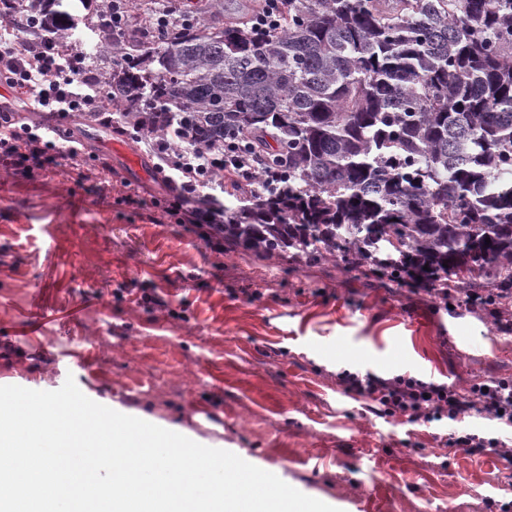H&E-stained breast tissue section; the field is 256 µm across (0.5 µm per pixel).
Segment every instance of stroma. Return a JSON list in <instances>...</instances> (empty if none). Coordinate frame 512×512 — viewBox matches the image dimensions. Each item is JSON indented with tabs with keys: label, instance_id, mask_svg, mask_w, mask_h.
Returning <instances> with one entry per match:
<instances>
[{
	"label": "stroma",
	"instance_id": "35a3bbf8",
	"mask_svg": "<svg viewBox=\"0 0 512 512\" xmlns=\"http://www.w3.org/2000/svg\"><path fill=\"white\" fill-rule=\"evenodd\" d=\"M93 67L112 46L102 0H63ZM60 132L107 159L112 183L0 163V383L146 414L224 446L340 512H505L512 466L449 447L494 421L381 418L341 370L464 388L512 377V334L478 310L436 309L419 284L339 261L214 251L155 208V157L101 124ZM138 187L142 205L123 202ZM159 295L165 308L140 303Z\"/></svg>",
	"mask_w": 512,
	"mask_h": 512
}]
</instances>
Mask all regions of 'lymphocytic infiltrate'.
<instances>
[{
  "instance_id": "lymphocytic-infiltrate-1",
  "label": "lymphocytic infiltrate",
  "mask_w": 512,
  "mask_h": 512,
  "mask_svg": "<svg viewBox=\"0 0 512 512\" xmlns=\"http://www.w3.org/2000/svg\"><path fill=\"white\" fill-rule=\"evenodd\" d=\"M111 5L116 30L135 23L165 34L196 23L191 0H111ZM41 11L40 0H5L0 5V75L19 96L52 118L47 125L28 122L17 112H1L0 162L28 176L61 159L78 178H85L91 170L100 183H109L112 168L108 161L87 160L82 144L62 138L57 123L77 112H93L113 134L124 138L128 131L111 113L100 111L97 80L85 52L64 40L28 38V31L38 26ZM144 146L157 158L156 170L169 191L161 209L179 224L200 228L223 223V206L200 193L214 173L223 174L228 190L255 184L261 174L257 153L242 151L233 141L225 143L223 150L208 152L186 148L174 153L167 141L155 139L145 141ZM430 293L443 305L481 309L500 332L512 333V296L489 302L476 289L455 288L445 277L437 278ZM336 379L347 394L363 399L378 416L427 424L443 418L455 422L474 413L512 428L511 377L478 378L463 391L408 373L383 378L344 370L337 372Z\"/></svg>"
}]
</instances>
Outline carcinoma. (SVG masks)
Returning a JSON list of instances; mask_svg holds the SVG:
<instances>
[{
  "label": "carcinoma",
  "instance_id": "obj_1",
  "mask_svg": "<svg viewBox=\"0 0 512 512\" xmlns=\"http://www.w3.org/2000/svg\"><path fill=\"white\" fill-rule=\"evenodd\" d=\"M202 2L201 25L114 40L103 80L133 134L264 156L275 177L224 206L225 248L512 289V0H288L270 34L254 0Z\"/></svg>",
  "mask_w": 512,
  "mask_h": 512
}]
</instances>
